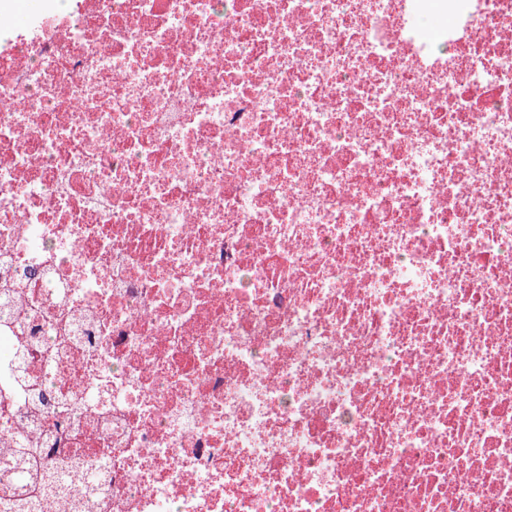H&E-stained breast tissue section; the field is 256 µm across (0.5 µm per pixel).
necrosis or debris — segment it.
Listing matches in <instances>:
<instances>
[{
	"instance_id": "4bbe7bcc",
	"label": "necrosis or debris",
	"mask_w": 512,
	"mask_h": 512,
	"mask_svg": "<svg viewBox=\"0 0 512 512\" xmlns=\"http://www.w3.org/2000/svg\"><path fill=\"white\" fill-rule=\"evenodd\" d=\"M21 8L0 471L104 470L30 512H512V0Z\"/></svg>"
}]
</instances>
